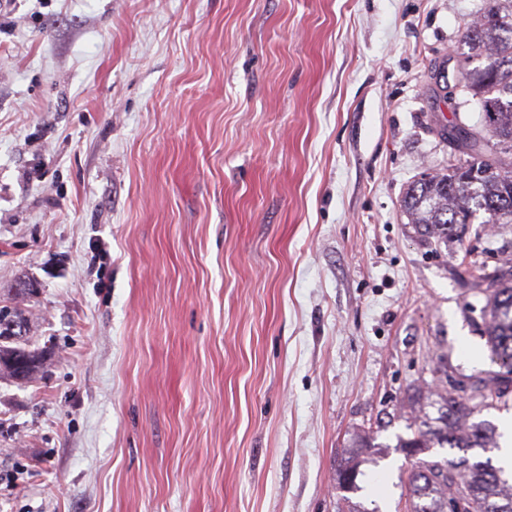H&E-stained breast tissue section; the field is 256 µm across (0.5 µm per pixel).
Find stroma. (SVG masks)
Masks as SVG:
<instances>
[{
    "label": "stroma",
    "instance_id": "1",
    "mask_svg": "<svg viewBox=\"0 0 512 512\" xmlns=\"http://www.w3.org/2000/svg\"><path fill=\"white\" fill-rule=\"evenodd\" d=\"M481 5L0 0V307L46 352L0 512H407L399 438L497 369L512 225L401 208L480 120L435 70Z\"/></svg>",
    "mask_w": 512,
    "mask_h": 512
}]
</instances>
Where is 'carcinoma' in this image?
<instances>
[{
  "mask_svg": "<svg viewBox=\"0 0 512 512\" xmlns=\"http://www.w3.org/2000/svg\"><path fill=\"white\" fill-rule=\"evenodd\" d=\"M502 0H483L478 21L466 27V52H454L456 87L477 104L475 125L455 122L444 131L464 163L446 173H422L407 188L404 210L423 235L446 241L456 225L472 224L480 214L487 224H512V8ZM483 334L499 371L483 378L470 392L442 401L440 416L419 420L414 435L400 447L418 456L430 448L463 452L459 458L419 459L408 473L410 512H448V498L463 512H512V483L491 459L472 462L465 453L497 447V429L474 414L497 407L508 391L503 376L512 375V275L489 281ZM42 354L31 348L26 322L17 307L0 308V373L16 380L33 379L44 367Z\"/></svg>",
  "mask_w": 512,
  "mask_h": 512,
  "instance_id": "1",
  "label": "carcinoma"
}]
</instances>
